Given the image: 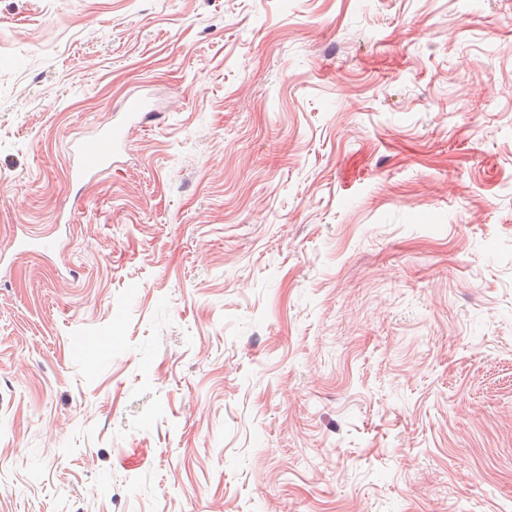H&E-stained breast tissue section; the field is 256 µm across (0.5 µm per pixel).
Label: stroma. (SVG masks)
<instances>
[{
  "label": "stroma",
  "mask_w": 512,
  "mask_h": 512,
  "mask_svg": "<svg viewBox=\"0 0 512 512\" xmlns=\"http://www.w3.org/2000/svg\"><path fill=\"white\" fill-rule=\"evenodd\" d=\"M0 512H512V0H0ZM125 136L126 129L122 124H112L97 136L94 143L86 147L78 144L76 147L78 157L73 176L81 179L89 173L102 170L112 159V153Z\"/></svg>",
  "instance_id": "1"
}]
</instances>
